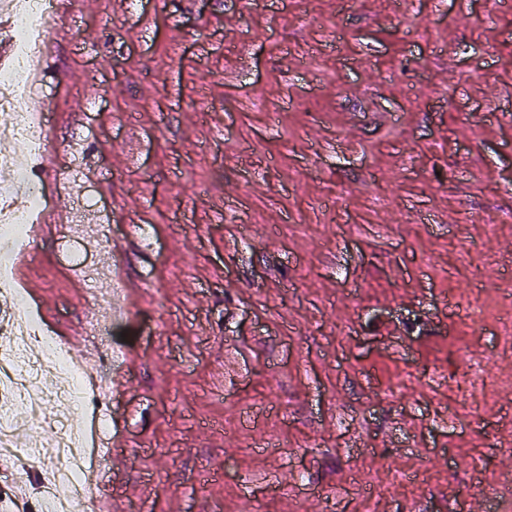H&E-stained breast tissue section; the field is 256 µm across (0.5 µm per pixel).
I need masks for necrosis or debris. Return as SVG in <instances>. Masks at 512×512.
I'll list each match as a JSON object with an SVG mask.
<instances>
[{"label":"necrosis or debris","instance_id":"obj_1","mask_svg":"<svg viewBox=\"0 0 512 512\" xmlns=\"http://www.w3.org/2000/svg\"><path fill=\"white\" fill-rule=\"evenodd\" d=\"M12 30L9 54L0 59V458L46 463L40 512H94L85 494V437L78 414L88 396V379L76 350L63 346L32 312L16 277V259L37 240L35 220L48 201L37 178L52 150L41 115L29 101L47 43L52 0H5ZM55 382L39 386L45 368ZM25 421H18L17 412ZM52 425L57 437L49 454L17 448L20 427Z\"/></svg>","mask_w":512,"mask_h":512}]
</instances>
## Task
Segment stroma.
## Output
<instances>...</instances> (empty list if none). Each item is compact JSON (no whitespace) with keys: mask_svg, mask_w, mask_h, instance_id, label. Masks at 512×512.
I'll list each match as a JSON object with an SVG mask.
<instances>
[{"mask_svg":"<svg viewBox=\"0 0 512 512\" xmlns=\"http://www.w3.org/2000/svg\"><path fill=\"white\" fill-rule=\"evenodd\" d=\"M53 148L111 208L119 512H454L512 474V0H81ZM53 238L37 312L87 315ZM490 384L460 387L464 355Z\"/></svg>","mask_w":512,"mask_h":512,"instance_id":"obj_1","label":"stroma"}]
</instances>
